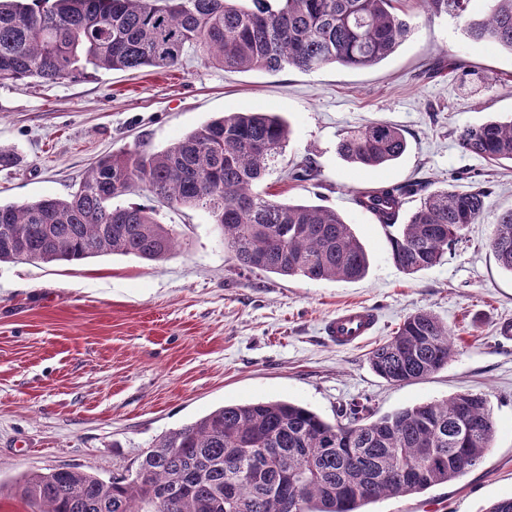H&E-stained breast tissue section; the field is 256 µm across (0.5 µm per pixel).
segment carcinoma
<instances>
[{
    "label": "carcinoma",
    "mask_w": 512,
    "mask_h": 512,
    "mask_svg": "<svg viewBox=\"0 0 512 512\" xmlns=\"http://www.w3.org/2000/svg\"><path fill=\"white\" fill-rule=\"evenodd\" d=\"M399 0H0V85L58 83L83 73L172 68L201 49L226 68L313 71L337 64L370 68L409 36ZM432 17L465 18L474 43L512 53V0H413ZM290 138L289 125L263 112H232L160 151L136 148L91 165L70 194L0 203V263L65 261L122 254L165 258L174 226L153 210L115 200L144 186L172 206L205 208L224 234L237 269L312 281L363 278L368 255L335 209L275 200L257 191ZM466 152L512 162V121L466 126ZM403 132L371 123L343 137L338 154L377 168L407 150ZM412 185L361 191L357 202L388 228L392 258L414 274L440 263L448 246L480 221L486 190L455 186L424 194L397 223ZM512 273V209L490 239ZM448 326L420 310L369 357L392 384L424 379L448 364ZM495 434L486 399L458 393L378 416L353 400L329 422L288 401L217 408L159 437L128 475L104 479L77 468L26 473L17 494L31 512H360L382 497L418 494L474 468ZM407 475L395 489L390 477Z\"/></svg>",
    "instance_id": "1"
}]
</instances>
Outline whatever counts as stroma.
<instances>
[{
	"instance_id": "obj_1",
	"label": "stroma",
	"mask_w": 512,
	"mask_h": 512,
	"mask_svg": "<svg viewBox=\"0 0 512 512\" xmlns=\"http://www.w3.org/2000/svg\"><path fill=\"white\" fill-rule=\"evenodd\" d=\"M402 10L411 36L366 69L312 72L227 69L188 50L163 73L87 69L50 86H0V144L21 163L0 169V201L67 195L107 154L158 151L227 112H269L291 129L263 191L341 214L370 260L362 279L311 281L239 275L205 209L154 206L180 244L165 259L109 254L77 264L0 263V512H30L9 488L27 472L75 467L108 479L134 470L161 435L210 411L287 400L325 420L369 398L378 414L476 392L496 425L482 461L452 482L386 497L364 512H484L512 497V273L490 246L497 216L512 208V163L463 151L459 129L512 119V52L472 43L463 19L428 17L414 0ZM458 69H449V61ZM374 122L401 129L397 161L364 169L336 151L348 132ZM312 159L316 177L285 172ZM487 187L479 223L468 225L441 263L407 274L394 263L386 228L353 205L354 194L388 185ZM378 316L362 344L343 348L325 334L337 309ZM434 313L453 341L448 364L426 379L392 385L368 356L408 315Z\"/></svg>"
}]
</instances>
